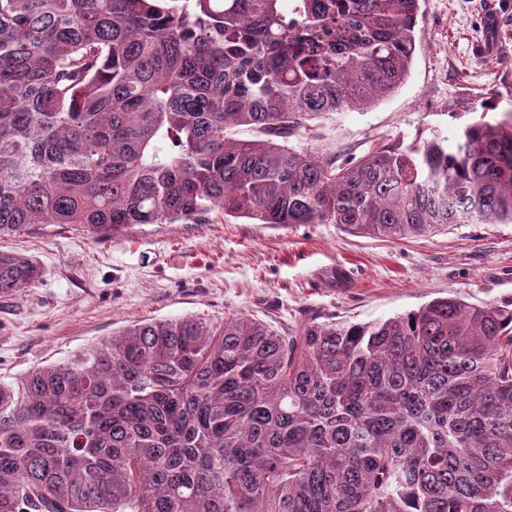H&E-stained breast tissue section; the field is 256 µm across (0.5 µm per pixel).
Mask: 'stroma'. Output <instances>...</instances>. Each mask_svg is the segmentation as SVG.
<instances>
[{"instance_id":"1","label":"stroma","mask_w":512,"mask_h":512,"mask_svg":"<svg viewBox=\"0 0 512 512\" xmlns=\"http://www.w3.org/2000/svg\"><path fill=\"white\" fill-rule=\"evenodd\" d=\"M485 2L420 0L406 82L365 111L321 117L315 145L342 162L376 145L455 137L483 114H512V10L493 30ZM0 249L43 272L0 298L7 382L145 319L244 315L289 335L315 317L375 323L441 297L512 302V224H451L390 242L333 224L273 226L213 213L100 239L39 224L1 239ZM339 264L349 278L328 286L321 274Z\"/></svg>"}]
</instances>
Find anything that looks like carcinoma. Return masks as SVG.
Segmentation results:
<instances>
[{
  "mask_svg": "<svg viewBox=\"0 0 512 512\" xmlns=\"http://www.w3.org/2000/svg\"><path fill=\"white\" fill-rule=\"evenodd\" d=\"M284 2L0 0V237L512 224V116L340 164L290 144L404 83L420 0ZM41 277L0 249V296ZM0 512H512V308L139 321L0 381Z\"/></svg>",
  "mask_w": 512,
  "mask_h": 512,
  "instance_id": "cac0c4a2",
  "label": "carcinoma"
}]
</instances>
